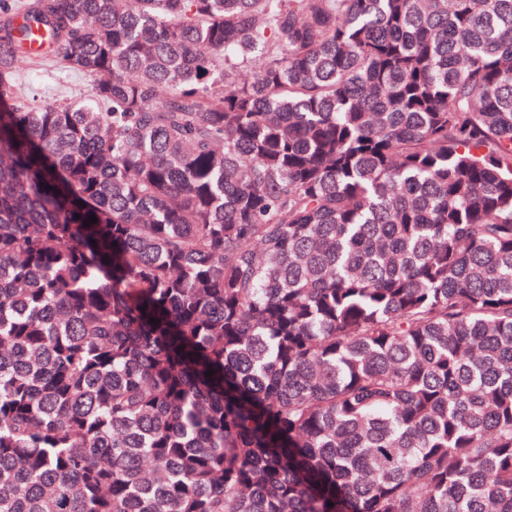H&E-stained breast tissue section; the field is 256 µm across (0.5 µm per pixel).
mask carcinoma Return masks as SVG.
<instances>
[{
	"label": "carcinoma",
	"instance_id": "1",
	"mask_svg": "<svg viewBox=\"0 0 512 512\" xmlns=\"http://www.w3.org/2000/svg\"><path fill=\"white\" fill-rule=\"evenodd\" d=\"M0 512H512V0L1 12ZM22 92L44 101L78 98L88 91L90 81L84 75L57 67L49 57L36 70L27 62L20 63Z\"/></svg>",
	"mask_w": 512,
	"mask_h": 512
}]
</instances>
